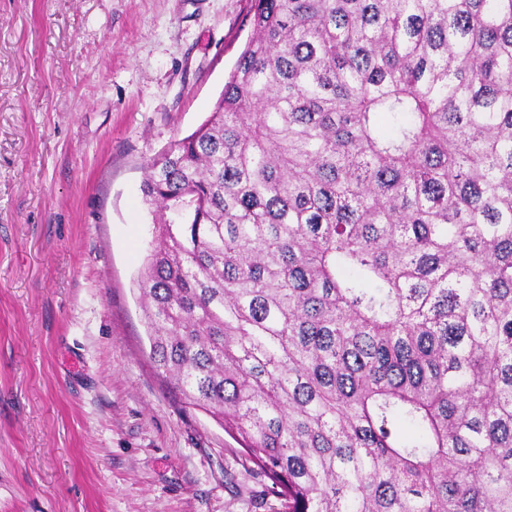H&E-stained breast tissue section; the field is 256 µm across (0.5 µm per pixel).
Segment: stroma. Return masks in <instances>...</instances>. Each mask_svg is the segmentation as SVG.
<instances>
[{"label":"stroma","mask_w":512,"mask_h":512,"mask_svg":"<svg viewBox=\"0 0 512 512\" xmlns=\"http://www.w3.org/2000/svg\"><path fill=\"white\" fill-rule=\"evenodd\" d=\"M250 0H0V512H279L150 357L145 167L210 115Z\"/></svg>","instance_id":"obj_1"}]
</instances>
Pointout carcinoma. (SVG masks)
<instances>
[{
	"instance_id": "carcinoma-1",
	"label": "carcinoma",
	"mask_w": 512,
	"mask_h": 512,
	"mask_svg": "<svg viewBox=\"0 0 512 512\" xmlns=\"http://www.w3.org/2000/svg\"><path fill=\"white\" fill-rule=\"evenodd\" d=\"M251 2L146 166L156 368L284 512H512V0Z\"/></svg>"
}]
</instances>
